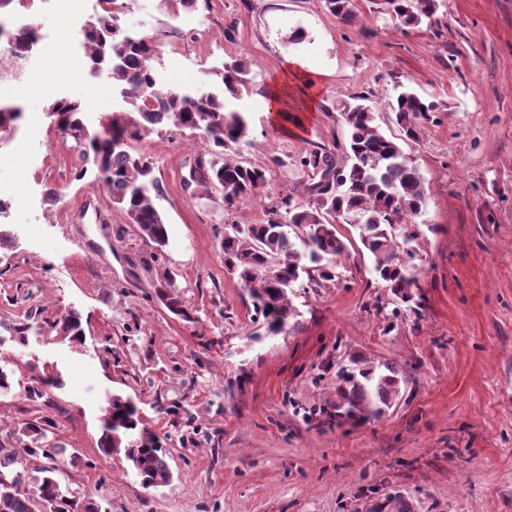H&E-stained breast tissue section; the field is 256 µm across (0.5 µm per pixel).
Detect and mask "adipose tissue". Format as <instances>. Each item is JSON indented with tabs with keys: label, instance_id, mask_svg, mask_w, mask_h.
Returning a JSON list of instances; mask_svg holds the SVG:
<instances>
[{
	"label": "adipose tissue",
	"instance_id": "ef3b65f1",
	"mask_svg": "<svg viewBox=\"0 0 512 512\" xmlns=\"http://www.w3.org/2000/svg\"><path fill=\"white\" fill-rule=\"evenodd\" d=\"M267 113L276 124H283L285 106L290 98H297L303 111H314L319 96V77L300 58L289 59L282 72L276 76L268 92Z\"/></svg>",
	"mask_w": 512,
	"mask_h": 512
}]
</instances>
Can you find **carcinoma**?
Returning <instances> with one entry per match:
<instances>
[{"instance_id": "obj_1", "label": "carcinoma", "mask_w": 512, "mask_h": 512, "mask_svg": "<svg viewBox=\"0 0 512 512\" xmlns=\"http://www.w3.org/2000/svg\"><path fill=\"white\" fill-rule=\"evenodd\" d=\"M100 2L102 13L83 29L89 42V75L104 76L112 85L130 89L129 109L113 113L93 134L80 118L85 110L80 103L56 99L49 109L58 127L75 140L81 160L98 170L112 204L161 249L168 233L151 196L152 163L132 154L128 141L156 126L188 130L210 155L208 160L199 158L192 182L218 189L227 211L255 199L267 184V168L234 158L235 146L250 136V117L228 102L250 81L251 63L240 58L224 65L222 95L165 92L155 78L153 44L121 28L117 0ZM374 5L377 13L406 27H418L438 24L442 0H375ZM323 7L345 24L356 17L353 0H323ZM371 98L362 92L338 105L347 135L336 151H305L288 161L274 158L278 165L290 164L307 175L302 190L271 201L262 223L237 224L224 233V267L249 288L269 336L282 332L296 315L291 298L296 289L315 291L338 277L350 244L337 229L338 219L353 222L373 259L376 280L406 307L414 301L417 262L422 260L415 218L425 204L424 178L401 145L381 130ZM390 108L405 140L415 142L439 104L399 85ZM156 295L169 312L189 318L170 273H162ZM59 330L72 340L80 339L78 315L64 317ZM336 396L338 417L378 416L401 397L399 370L391 363L342 366L336 371ZM138 425L137 405L121 396L111 398L103 419L104 451H124L143 487L161 486L171 478L166 450L154 434ZM46 427L42 422L25 423L16 436L20 447L0 446V512H40L42 506L49 512H100L95 502L61 490L54 473L62 450L47 440ZM40 458L46 464L26 467L28 460ZM16 464L21 469L6 471Z\"/></svg>"}]
</instances>
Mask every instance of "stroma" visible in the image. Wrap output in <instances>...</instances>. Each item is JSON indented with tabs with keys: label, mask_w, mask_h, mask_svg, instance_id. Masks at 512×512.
<instances>
[{
	"label": "stroma",
	"mask_w": 512,
	"mask_h": 512,
	"mask_svg": "<svg viewBox=\"0 0 512 512\" xmlns=\"http://www.w3.org/2000/svg\"><path fill=\"white\" fill-rule=\"evenodd\" d=\"M120 25L180 53L157 56L176 91L212 90V53L244 57L250 81L234 106L251 132L238 156L268 166L264 195L225 210L216 191L188 182L200 149L160 127L131 142L154 166L164 248L113 207L97 171L48 115L56 98L85 105L89 130L112 115L113 86L88 73L75 47L80 0H13L5 26L25 20L44 39L21 83L0 81V105L21 119L0 132V446L22 423L52 420L63 448L58 478L104 512H512V0H443L440 23L406 27L355 0L345 24L322 0H129ZM303 44H286L294 27ZM300 57L320 74L315 112L281 127L266 115L272 77ZM441 112L404 150L425 181L418 218L422 255L416 310L396 323L395 297L352 238L341 277L296 294L285 331L261 335L248 289L224 267L229 224H256L267 198L293 192L303 172L272 165L345 133L340 101L368 92L383 131L399 136L389 104L396 84ZM57 199H50V191ZM192 313L185 321L156 297L161 272ZM81 317L75 342L56 329ZM24 336H16V328ZM389 362L401 397L381 416L335 418L336 372ZM50 376L39 400L24 389ZM132 398L167 448L170 483L143 488L124 454L103 453L110 395Z\"/></svg>",
	"instance_id": "obj_1"
}]
</instances>
